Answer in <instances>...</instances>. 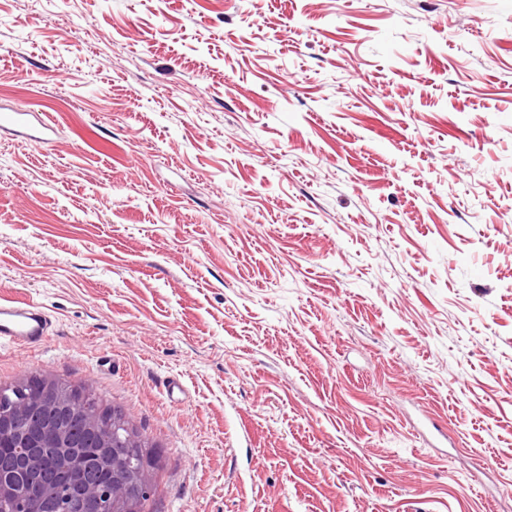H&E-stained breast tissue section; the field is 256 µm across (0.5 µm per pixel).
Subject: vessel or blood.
Returning a JSON list of instances; mask_svg holds the SVG:
<instances>
[{"label":"vessel or blood","instance_id":"obj_1","mask_svg":"<svg viewBox=\"0 0 512 512\" xmlns=\"http://www.w3.org/2000/svg\"><path fill=\"white\" fill-rule=\"evenodd\" d=\"M38 125V133H32L30 140L41 143L45 131L51 130L52 120L47 113L4 112L0 114V127L30 129ZM52 331L49 316L33 302L26 300H0V345L44 342Z\"/></svg>","mask_w":512,"mask_h":512}]
</instances>
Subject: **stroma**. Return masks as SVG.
Returning a JSON list of instances; mask_svg holds the SVG:
<instances>
[{
  "instance_id": "1",
  "label": "stroma",
  "mask_w": 512,
  "mask_h": 512,
  "mask_svg": "<svg viewBox=\"0 0 512 512\" xmlns=\"http://www.w3.org/2000/svg\"><path fill=\"white\" fill-rule=\"evenodd\" d=\"M1 106L0 386L155 512H512V0H0ZM32 118L36 119L39 127L31 126ZM53 120L45 113L35 112H2L0 114V127L2 128H20L36 130L35 134H28L29 140L35 144L41 143L44 131H52ZM52 331L49 316L26 300H0V345L44 342ZM124 427L127 429V433L124 435V448L116 449L130 478L125 487V494L140 509L134 512L153 511L152 503L145 509L147 499L142 496L139 485L131 477L139 469L144 468V461L150 458L153 448H148L149 446L146 445L141 436L130 426ZM140 498L144 501L142 502Z\"/></svg>"
}]
</instances>
